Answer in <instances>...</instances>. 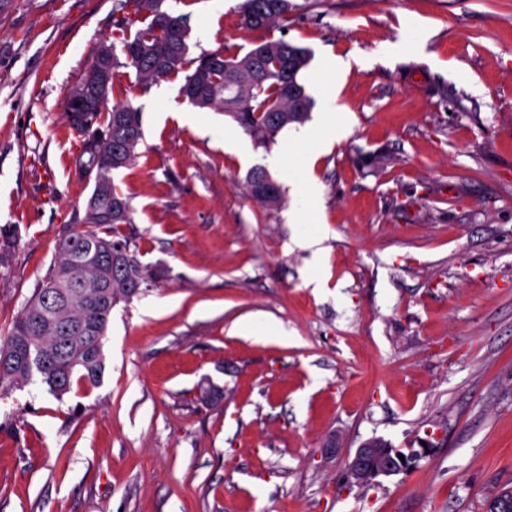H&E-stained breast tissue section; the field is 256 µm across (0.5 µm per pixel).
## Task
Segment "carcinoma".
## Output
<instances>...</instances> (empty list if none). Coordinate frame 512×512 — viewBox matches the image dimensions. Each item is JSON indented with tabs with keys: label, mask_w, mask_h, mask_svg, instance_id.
<instances>
[{
	"label": "carcinoma",
	"mask_w": 512,
	"mask_h": 512,
	"mask_svg": "<svg viewBox=\"0 0 512 512\" xmlns=\"http://www.w3.org/2000/svg\"><path fill=\"white\" fill-rule=\"evenodd\" d=\"M163 0H116L121 13L120 62L114 46L111 71H135L143 88L183 71L181 96L199 109L224 113L258 147L270 148L284 129L302 125L316 101L302 83L312 52L288 40L299 6L292 0H242L240 25L249 31L277 29L281 37L254 43L241 53L226 44L187 59L191 27L184 15L162 9ZM76 133L79 155L97 168L103 184L91 188L85 208L64 225L56 239L54 259L21 312L0 340V390L37 379L56 399L78 382L91 388L103 382L104 338L113 308L147 291L166 269L143 264L133 241L121 229L132 223L129 201L115 184L114 173L133 165L142 140V112L129 101L96 110L104 138H82L80 120L63 109ZM247 194L258 204H282L280 185L262 166L246 176Z\"/></svg>",
	"instance_id": "1"
}]
</instances>
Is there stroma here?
<instances>
[{"label": "stroma", "instance_id": "35a3bbf8", "mask_svg": "<svg viewBox=\"0 0 512 512\" xmlns=\"http://www.w3.org/2000/svg\"><path fill=\"white\" fill-rule=\"evenodd\" d=\"M239 2L163 7L188 16L194 58L267 39ZM296 2L315 100L330 59L354 60L319 211L250 199L266 149L185 100L183 75L144 89L118 68L110 99L144 134L116 176L125 230L168 274L113 309L101 386L0 393V512H487L512 488V0ZM113 5L0 0V335L90 194L62 103L115 43ZM301 223L325 237L321 266L292 242ZM245 315L287 334L237 335ZM372 438L433 447L350 483Z\"/></svg>", "mask_w": 512, "mask_h": 512}]
</instances>
